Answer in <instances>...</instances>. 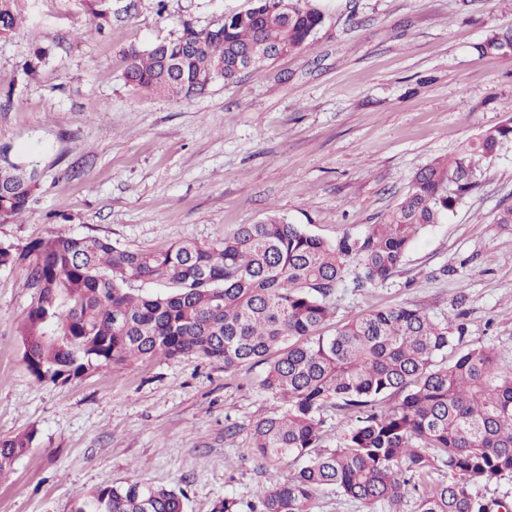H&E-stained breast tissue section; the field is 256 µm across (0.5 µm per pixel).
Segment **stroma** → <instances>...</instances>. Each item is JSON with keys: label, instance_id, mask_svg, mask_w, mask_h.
Listing matches in <instances>:
<instances>
[{"label": "stroma", "instance_id": "35a3bbf8", "mask_svg": "<svg viewBox=\"0 0 512 512\" xmlns=\"http://www.w3.org/2000/svg\"><path fill=\"white\" fill-rule=\"evenodd\" d=\"M253 4L112 0L98 30L83 0H23L21 35L0 41V149L36 167L41 189L21 218L0 222V243L20 250L61 232L157 251L272 215L329 242L354 237L417 170L451 158L512 102V53L474 49L512 29V0H320L325 21L308 47L237 82L181 100L126 84L130 47ZM38 47L49 57L18 78ZM480 180L386 282L356 286L350 267L322 335L407 305L463 325L464 343L512 374V224L496 221L512 206V143ZM34 301L25 265L0 266V437L36 433L0 478V512H71L79 496L128 480L183 491L185 512L227 497L258 506L268 475L245 449L279 405L260 386L263 366L156 357L39 382L22 361Z\"/></svg>", "mask_w": 512, "mask_h": 512}]
</instances>
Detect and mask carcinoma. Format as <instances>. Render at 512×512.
<instances>
[{"label":"carcinoma","mask_w":512,"mask_h":512,"mask_svg":"<svg viewBox=\"0 0 512 512\" xmlns=\"http://www.w3.org/2000/svg\"><path fill=\"white\" fill-rule=\"evenodd\" d=\"M20 0H0V41L16 35ZM97 27L112 0H87ZM324 21L315 0H256L243 14L208 29L184 24L144 50L126 52V83L176 99L201 95L218 77L240 78L234 60L302 50ZM482 55L512 52V30L491 31ZM512 142V103L504 119L462 142L452 162L419 169L404 199L357 238L330 243L270 217L241 224L207 245L184 240L158 252L107 238L57 233L20 253L0 244V266L28 262L36 300L23 326V362L39 382L65 383L87 369L129 359L197 356L224 369L266 365L261 385L283 409L258 419L245 452L265 468L301 462L290 479L269 473L260 512H312L315 494L333 486L368 512H402L406 485H423L416 512H509L472 488L512 476V377L496 355L472 345L452 363L464 329L417 308L357 316L319 333L333 314L330 297L349 265L356 285L386 281L419 234L439 224L478 186L476 162ZM36 168L0 157V220L21 216L39 189ZM133 281L171 290L135 294ZM395 399L389 406L382 403ZM332 406L354 425L343 445L319 448ZM35 432L0 438V474L31 448ZM448 481L431 483V471ZM184 494L139 481L100 486L71 512H184Z\"/></svg>","instance_id":"carcinoma-1"}]
</instances>
